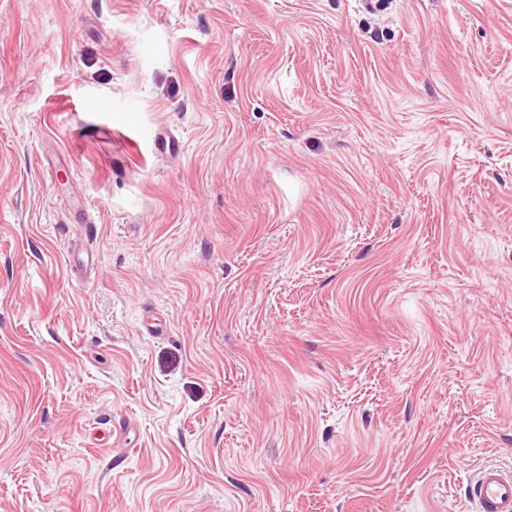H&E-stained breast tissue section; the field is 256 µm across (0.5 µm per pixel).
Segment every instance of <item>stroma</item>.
<instances>
[{"mask_svg":"<svg viewBox=\"0 0 512 512\" xmlns=\"http://www.w3.org/2000/svg\"><path fill=\"white\" fill-rule=\"evenodd\" d=\"M487 464L512 0H0V512H474Z\"/></svg>","mask_w":512,"mask_h":512,"instance_id":"stroma-1","label":"stroma"}]
</instances>
